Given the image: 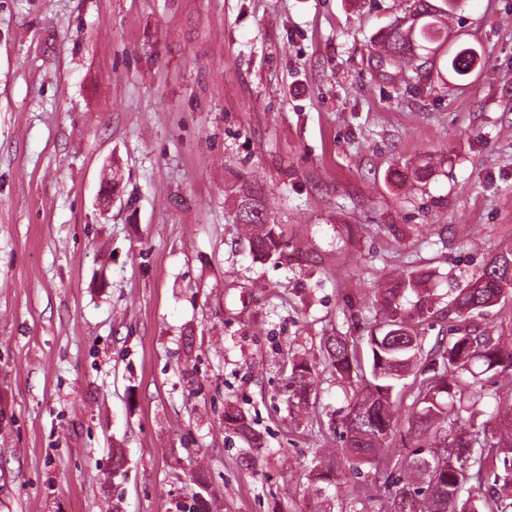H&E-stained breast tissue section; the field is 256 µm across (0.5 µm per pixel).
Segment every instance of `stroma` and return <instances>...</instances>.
Wrapping results in <instances>:
<instances>
[{
  "label": "stroma",
  "instance_id": "obj_1",
  "mask_svg": "<svg viewBox=\"0 0 512 512\" xmlns=\"http://www.w3.org/2000/svg\"><path fill=\"white\" fill-rule=\"evenodd\" d=\"M410 2L0 0V512H324L317 457L384 494L329 373L290 422L288 356L512 245V0H461L406 82L378 52ZM239 175L304 267L252 261ZM224 427L235 433L249 447H262V436L253 429L247 417L239 409L227 408L224 410Z\"/></svg>",
  "mask_w": 512,
  "mask_h": 512
}]
</instances>
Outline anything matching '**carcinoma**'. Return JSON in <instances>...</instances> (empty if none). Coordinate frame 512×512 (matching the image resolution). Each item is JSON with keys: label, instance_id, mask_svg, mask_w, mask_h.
I'll return each mask as SVG.
<instances>
[{"label": "carcinoma", "instance_id": "obj_1", "mask_svg": "<svg viewBox=\"0 0 512 512\" xmlns=\"http://www.w3.org/2000/svg\"><path fill=\"white\" fill-rule=\"evenodd\" d=\"M445 3L441 9L430 0H414L411 24L383 33L387 64L404 80L419 68L422 52L436 50L443 18L457 10L459 0ZM423 18L426 22L418 23ZM473 63L461 50L448 59L458 75ZM236 194L233 223L244 229L253 260L301 264L304 251L287 225L271 220L259 185L243 182ZM432 276L433 271L412 266L379 289L380 318L359 337L369 349L368 365L358 359L359 340L342 335L320 340L324 370L351 392L339 433L344 455L355 465H373L383 480L388 494L377 512H512V408L490 416L481 410L484 399H500L498 390L481 384V376L491 380L512 370V346L482 326L486 312L512 302V245L492 256L467 287L449 289L446 310L432 302L427 288ZM431 319H447L452 326L450 336L436 339L423 359L418 326ZM316 377V360L288 359L282 391L291 418L309 407ZM407 397V437L401 438L407 453L394 463L386 448L398 423L395 411ZM224 427L249 447H262V436L240 410H224ZM309 477L321 492L336 484L334 465L324 458L316 460Z\"/></svg>", "mask_w": 512, "mask_h": 512}]
</instances>
